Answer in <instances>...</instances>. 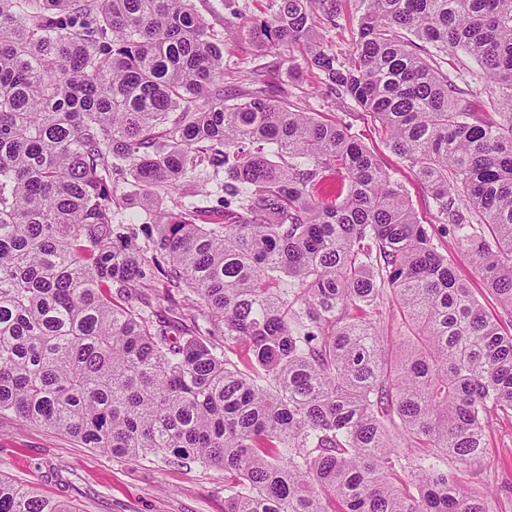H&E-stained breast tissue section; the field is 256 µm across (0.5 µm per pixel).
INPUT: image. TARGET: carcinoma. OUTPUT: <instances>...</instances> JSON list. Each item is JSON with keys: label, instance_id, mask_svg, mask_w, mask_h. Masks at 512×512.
I'll return each mask as SVG.
<instances>
[{"label": "carcinoma", "instance_id": "cac0c4a2", "mask_svg": "<svg viewBox=\"0 0 512 512\" xmlns=\"http://www.w3.org/2000/svg\"><path fill=\"white\" fill-rule=\"evenodd\" d=\"M363 2L350 58L312 37L335 0H276L246 36L302 45L381 125L512 307V0ZM273 89L224 97L194 0H0V412L220 469L224 512H489L439 463L512 411V330L350 127ZM0 512L72 510L0 478ZM460 60L466 63L464 67L469 71L468 80L472 82V86L477 90H481L486 84L481 78V69L473 60L465 56L462 51L448 50V56H444L441 59L442 69H448V72H453L456 67L461 65Z\"/></svg>", "mask_w": 512, "mask_h": 512}]
</instances>
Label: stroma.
I'll return each mask as SVG.
<instances>
[{
  "mask_svg": "<svg viewBox=\"0 0 512 512\" xmlns=\"http://www.w3.org/2000/svg\"><path fill=\"white\" fill-rule=\"evenodd\" d=\"M207 26L224 38V94L237 98L250 88L253 71H275L276 99L290 109L315 113L325 123L350 125L378 158L392 180L402 186L421 223L430 225L434 241L458 277L479 299L488 315L512 324V311L490 294L463 244L444 232L434 201L416 173L394 153L379 123L366 117L348 98L326 95V80L304 49L283 47L259 53L241 26L270 15V0H195ZM336 27L317 24L321 44L337 54L351 53L357 37L362 0H337ZM484 457L449 463V471L490 512H512V414L490 418ZM0 477L33 485L43 495L68 503L73 512H224V474L196 464L126 460L96 448H84L67 435L24 422L13 412L0 413Z\"/></svg>",
  "mask_w": 512,
  "mask_h": 512,
  "instance_id": "35a3bbf8",
  "label": "stroma"
}]
</instances>
